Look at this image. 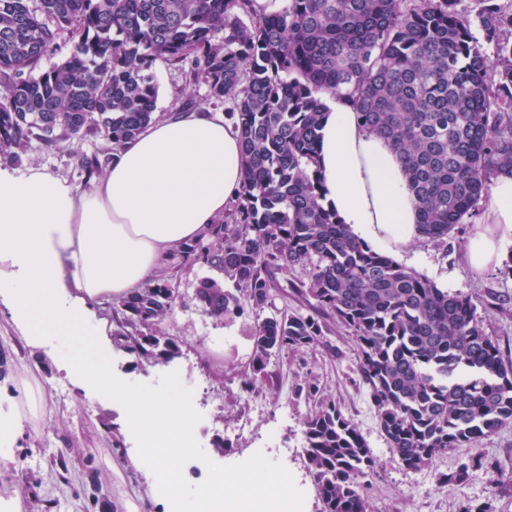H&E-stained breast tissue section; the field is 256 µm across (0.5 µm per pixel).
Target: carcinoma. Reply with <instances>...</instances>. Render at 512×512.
I'll use <instances>...</instances> for the list:
<instances>
[{"mask_svg": "<svg viewBox=\"0 0 512 512\" xmlns=\"http://www.w3.org/2000/svg\"><path fill=\"white\" fill-rule=\"evenodd\" d=\"M0 0V151L32 137L51 144L94 129L106 147L81 162L93 175L154 118L163 60L210 99L231 104L242 186L231 223L180 246L237 286L212 277L197 296L214 317L256 314L252 369L314 348L338 322L389 448L407 469L512 422V364L503 362L472 299L438 287L353 235L326 208L318 170L324 96L344 92L369 132L399 154L417 204L419 237L442 243L476 211L489 181L512 173V4L479 0L483 39L460 0ZM70 54L47 70L63 38ZM495 48L489 55L484 45ZM293 295L313 313L279 311ZM168 283L114 310L113 338L140 364H164L180 341L161 325ZM303 448L323 512H371L360 478L374 468L365 438L319 384ZM470 459L439 482H462Z\"/></svg>", "mask_w": 512, "mask_h": 512, "instance_id": "carcinoma-1", "label": "carcinoma"}]
</instances>
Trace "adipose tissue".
Masks as SVG:
<instances>
[{
  "instance_id": "adipose-tissue-1",
  "label": "adipose tissue",
  "mask_w": 512,
  "mask_h": 512,
  "mask_svg": "<svg viewBox=\"0 0 512 512\" xmlns=\"http://www.w3.org/2000/svg\"><path fill=\"white\" fill-rule=\"evenodd\" d=\"M320 134L324 205L375 247L415 239L418 210L399 155L358 124L338 95L327 103ZM242 175L238 133L223 114L194 111L152 120L86 190L36 165L0 168V303L27 335L55 337L62 369L115 394L127 428L144 442L168 438L145 467L169 496L179 486L192 410L176 390L114 382L101 363L107 331L95 306L130 295L168 254L221 220ZM483 204V228L468 251L479 274L499 262L501 241L512 237V175L493 178Z\"/></svg>"
}]
</instances>
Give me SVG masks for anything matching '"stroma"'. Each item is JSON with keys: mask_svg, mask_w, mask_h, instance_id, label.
<instances>
[{"mask_svg": "<svg viewBox=\"0 0 512 512\" xmlns=\"http://www.w3.org/2000/svg\"><path fill=\"white\" fill-rule=\"evenodd\" d=\"M159 85L157 117L177 111L226 112L227 106L207 98V88L189 82L185 74L156 62ZM104 145L95 133L44 144L30 139L15 155L0 154V167L21 169L29 164L86 189L90 183L80 162ZM481 227L480 216L458 225L447 243L436 245L417 238L394 253L403 267L434 281L453 293L470 296L482 310L486 332L497 338L504 361H512V239L502 242V262L481 274L467 261L468 245ZM216 269L172 253L161 276L176 290L177 301L162 329L180 337L181 353L167 365H138L117 346L107 351L113 378L135 389L161 390L179 383L194 389L190 404L196 415L192 435L196 455L180 460L177 500L164 498L148 479L140 458V439L124 431L122 408L104 392H84L61 372L51 340H31L13 323L0 305V397L24 404L14 378L33 372L45 401L36 418L14 432L16 462L0 475V495L7 487L26 489L22 512H173L176 501H196L200 489L216 471L247 475L253 459L275 473L286 475L289 489L305 495V512H322L314 478L303 456V421L312 409L296 386L316 378L325 397L336 401L357 427L374 453L376 464L361 480L374 512H512V423L472 440L465 447L439 455L431 466L405 469L382 434L367 388L357 373L352 340L345 328L332 327L324 344L315 350L271 359L272 382L244 390L250 371L256 322L251 308L242 314L217 318L210 315L196 293L201 278L217 277ZM506 302L509 312L487 310V303ZM223 440V451L214 443ZM69 472L60 476L58 459ZM482 460L465 481L439 484L437 473L455 470L461 461ZM98 473L99 492L89 486L90 473Z\"/></svg>", "mask_w": 512, "mask_h": 512, "instance_id": "stroma-1", "label": "stroma"}]
</instances>
